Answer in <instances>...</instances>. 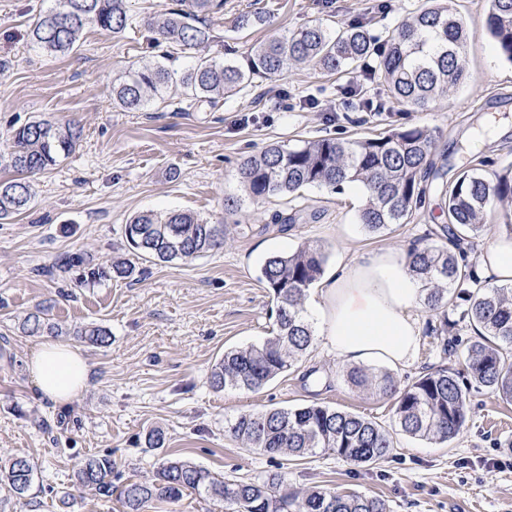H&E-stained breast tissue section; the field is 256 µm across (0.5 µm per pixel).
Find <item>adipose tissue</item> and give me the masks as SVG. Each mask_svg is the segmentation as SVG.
<instances>
[{"label":"adipose tissue","instance_id":"ef3b65f1","mask_svg":"<svg viewBox=\"0 0 512 512\" xmlns=\"http://www.w3.org/2000/svg\"><path fill=\"white\" fill-rule=\"evenodd\" d=\"M480 277L512 283V238L497 237L483 254ZM424 296L405 259L391 251L370 252L332 269L308 302L318 314L326 346L350 365L382 363L395 369L419 355L421 326L415 313ZM26 370L42 397L56 404L76 399L90 367L81 351L47 340L26 360Z\"/></svg>","mask_w":512,"mask_h":512}]
</instances>
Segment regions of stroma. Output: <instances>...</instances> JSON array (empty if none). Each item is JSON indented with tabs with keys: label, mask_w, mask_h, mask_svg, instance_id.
Listing matches in <instances>:
<instances>
[{
	"label": "stroma",
	"mask_w": 512,
	"mask_h": 512,
	"mask_svg": "<svg viewBox=\"0 0 512 512\" xmlns=\"http://www.w3.org/2000/svg\"><path fill=\"white\" fill-rule=\"evenodd\" d=\"M56 0H0V152L17 127L44 119L73 121L82 142L56 169L33 176L31 210L0 224V456L35 465L25 498L0 487L5 512H125L118 494L131 480L153 477L164 458L189 460L240 479L287 472L297 488L332 487L385 500L391 512H512V404L487 388L473 389L465 426L445 443L394 433V449L378 464L358 466L331 453L302 461L270 457L245 447L229 431L239 414L318 404L354 412L389 426L393 398L352 388L346 366L316 336L309 352L262 389L214 390L213 365L225 350L263 341L274 327L272 296L260 268L274 253L305 241L328 252V267L366 252L406 253L435 225L445 223L442 201L409 223L381 233L358 221L365 197L324 187L254 201L243 197L239 166L278 142L293 146L326 134L378 132L383 121L357 112L347 90L356 86L385 111L428 126L438 141L437 164L449 177L486 161L512 166V62L485 28V0H459L470 31L466 86L450 89L429 112L388 101L378 81L361 70L328 74L293 65L273 80L192 107L180 89L151 96L138 111L112 103V82L125 70L154 62L184 72L204 57L235 50L244 55L271 37L320 23L336 29L366 22L387 37L425 0H226L224 22L205 47L186 49L162 40L149 25L177 0H128L131 24L118 35L86 29L78 46L56 56L33 44L30 31ZM261 13L262 25L237 31L232 19ZM240 198L234 213L224 200ZM302 209L288 230L274 212ZM179 209L226 227L223 251L191 262L138 261L141 276L77 285L61 271L72 254L107 266L123 257V228L134 214ZM48 308L60 341L78 347L91 367L84 392L57 405L40 397L26 373L36 336L20 324ZM98 325L110 333L97 346L75 336ZM165 432L164 447L147 443ZM110 457L113 497L79 488L83 459Z\"/></svg>",
	"instance_id": "obj_1"
}]
</instances>
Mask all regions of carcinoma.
<instances>
[{
	"label": "carcinoma",
	"instance_id": "cac0c4a2",
	"mask_svg": "<svg viewBox=\"0 0 512 512\" xmlns=\"http://www.w3.org/2000/svg\"><path fill=\"white\" fill-rule=\"evenodd\" d=\"M154 22L159 35L170 43L196 48L212 39L206 17L220 14L224 0H180ZM127 0H58L31 30V40L50 54H66L77 47L88 26L113 34L129 25ZM485 25L501 54L512 61V0H487ZM468 25L455 0H428L381 43L364 22L331 31L320 24L261 42L239 58H203L183 73L165 66L132 67L113 80V100L125 110L145 106L149 94L169 86L186 90L191 105L210 106L218 98L243 90L255 79L281 75L288 64H312L328 73L365 66L380 73L392 102L418 112L430 109L451 88L466 84ZM387 115V127L377 134L358 137L321 136L301 146L268 145L247 157L240 168L241 188L252 200L301 197L308 187L339 193L359 184L366 197L359 223L370 233L403 224L424 207L435 188L446 207L448 223L431 231L432 241L413 246L407 253L411 272L426 282L423 300L431 313L427 333L446 357H456V326L475 327L476 338L461 354L467 378L448 366L426 370L415 381L398 388L387 373L353 366L346 381L360 390L395 398L393 418L398 430L413 436L446 442L466 423L470 390L483 386L512 402V286L479 279L474 266L459 263L460 242L479 239L489 218L512 204V167L502 172L484 169V162L447 182L444 166L434 163L437 139L425 126L400 123ZM13 145L0 155V166L20 174L50 170L72 154L81 130L71 124L30 121L14 130ZM35 200L31 183L23 178L0 181V222L28 209ZM126 249L137 258L163 262L191 261L224 249V225L211 224L186 211L142 212L124 225ZM328 260L325 247L304 242L294 251L268 257L261 279L275 303V335L263 343L224 352L210 374V385L220 391H256L291 370L308 352L314 331L304 307L306 292L323 275ZM75 280L88 285L136 275V266L124 259L108 267L91 263L81 254L64 262ZM58 329L47 310L28 314L21 330L28 336ZM94 344L108 343L109 332L100 326L76 331ZM230 431L246 447L271 456L288 454L309 458L329 450L354 464L386 459L393 440L388 429L363 416L321 405L292 409L272 408L239 414ZM34 465L24 456L0 459V484L18 499L26 496L34 480ZM76 482L97 494L112 496V461L86 459ZM187 494L205 495L224 503V512H390L386 502L332 488L296 490L285 471L258 480H220L209 471L179 457L166 459L154 478L132 482L122 491L126 512H142L153 499L175 502Z\"/></svg>",
	"mask_w": 512,
	"mask_h": 512
}]
</instances>
